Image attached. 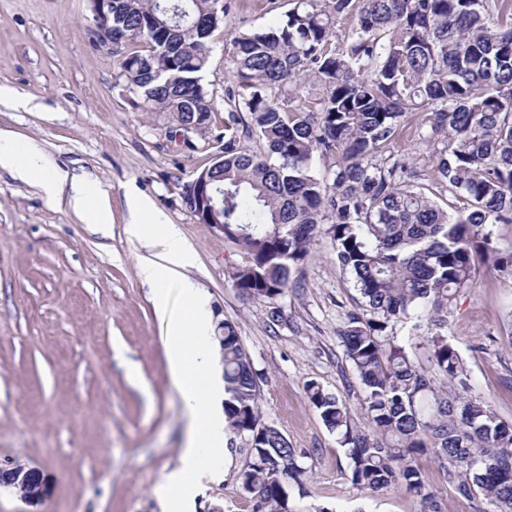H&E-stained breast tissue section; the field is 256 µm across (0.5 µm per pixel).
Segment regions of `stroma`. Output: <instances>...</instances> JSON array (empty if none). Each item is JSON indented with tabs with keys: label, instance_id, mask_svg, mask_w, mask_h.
Segmentation results:
<instances>
[{
	"label": "stroma",
	"instance_id": "35a3bbf8",
	"mask_svg": "<svg viewBox=\"0 0 512 512\" xmlns=\"http://www.w3.org/2000/svg\"><path fill=\"white\" fill-rule=\"evenodd\" d=\"M288 9V0H232L202 78L214 124L193 134L191 151L165 116L136 106L119 56L89 31V0H0V130L60 173L94 181L112 213L111 229L96 230L0 169V512H161L154 487L179 463L185 416L138 275L143 248L126 231L137 197L177 227L194 258L188 276L208 292L217 321L235 324L260 374L263 421L308 469L301 512H419L402 487L368 496L352 485L344 449L306 398L311 380L354 407L363 396L337 336L361 298L329 236L294 272L272 329L265 304L234 286L244 254L185 199L219 154L213 136L236 85V30L268 28ZM446 334L473 395L512 424V276L477 264L472 288L448 308ZM248 450L245 439L228 440L224 471L193 512H253L238 481ZM416 463L442 512H492L458 495L433 455Z\"/></svg>",
	"mask_w": 512,
	"mask_h": 512
}]
</instances>
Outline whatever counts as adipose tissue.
<instances>
[{
    "label": "adipose tissue",
    "mask_w": 512,
    "mask_h": 512,
    "mask_svg": "<svg viewBox=\"0 0 512 512\" xmlns=\"http://www.w3.org/2000/svg\"><path fill=\"white\" fill-rule=\"evenodd\" d=\"M0 168L36 183L48 199L67 200L84 223L111 225L110 209L91 205L88 184L50 170L40 153H20L16 141L1 132ZM133 210L144 221L128 225L127 232L150 250L139 264V275L150 285L154 311L165 327L162 344L187 414L180 464L162 475L155 495L162 512H184L203 479L224 464V370L213 340L214 310L208 295L186 274L191 255L178 229L146 223L153 213L149 199H136Z\"/></svg>",
    "instance_id": "1"
}]
</instances>
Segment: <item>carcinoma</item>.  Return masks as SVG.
I'll use <instances>...</instances> for the list:
<instances>
[{
    "mask_svg": "<svg viewBox=\"0 0 512 512\" xmlns=\"http://www.w3.org/2000/svg\"><path fill=\"white\" fill-rule=\"evenodd\" d=\"M114 0L112 50L147 112L192 119L214 105L201 84L210 38L228 5ZM285 19L233 39L237 85L226 92L224 238L248 255L233 273L247 298L277 301L327 225L336 263L362 298L338 330L363 385V424L315 381L308 402L338 437L358 490L400 485L440 512L416 464L432 453L456 492L512 512V426L471 395L466 365L441 329L448 303L473 284L475 257L512 272L492 226L512 224V0H291ZM431 144L422 162L395 149L405 123ZM257 138L255 153L240 144ZM325 165L315 172V161ZM449 196L453 212L436 196ZM424 313L431 370L394 340ZM224 417L249 454L238 479L253 512H301L307 469L288 438L261 422L259 374L234 323L223 324Z\"/></svg>",
    "mask_w": 512,
    "mask_h": 512,
    "instance_id": "1",
    "label": "carcinoma"
}]
</instances>
